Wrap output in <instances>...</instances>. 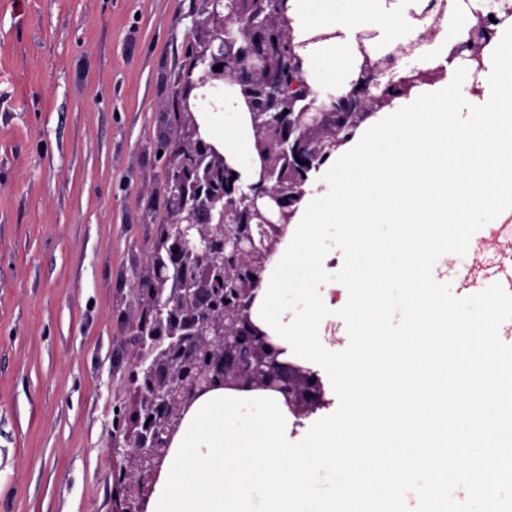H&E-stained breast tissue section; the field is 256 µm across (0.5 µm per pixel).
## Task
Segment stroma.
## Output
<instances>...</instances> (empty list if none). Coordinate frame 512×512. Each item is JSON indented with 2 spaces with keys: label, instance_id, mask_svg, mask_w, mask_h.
<instances>
[{
  "label": "stroma",
  "instance_id": "stroma-1",
  "mask_svg": "<svg viewBox=\"0 0 512 512\" xmlns=\"http://www.w3.org/2000/svg\"><path fill=\"white\" fill-rule=\"evenodd\" d=\"M202 0H0V512H114L134 282Z\"/></svg>",
  "mask_w": 512,
  "mask_h": 512
}]
</instances>
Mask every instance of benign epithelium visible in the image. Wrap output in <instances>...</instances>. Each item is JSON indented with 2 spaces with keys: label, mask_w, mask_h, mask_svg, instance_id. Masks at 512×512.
Returning a JSON list of instances; mask_svg holds the SVG:
<instances>
[{
  "label": "benign epithelium",
  "mask_w": 512,
  "mask_h": 512,
  "mask_svg": "<svg viewBox=\"0 0 512 512\" xmlns=\"http://www.w3.org/2000/svg\"><path fill=\"white\" fill-rule=\"evenodd\" d=\"M251 0H203L197 39L177 72L173 100L180 146L162 151L161 186L170 219L139 275L153 287L140 295L146 316L131 365L139 406L130 426L112 434L123 456L119 512H147L171 444L186 413L219 389L270 391L297 415L313 412L322 382L285 356L254 321L252 309L266 258L281 241L321 154L336 148V103L370 113L386 97L368 72L360 90L330 95L312 109L306 95L278 88L302 69L283 0L262 12ZM222 65L219 71L214 66ZM229 89L248 107L259 180H230L224 150L206 141L196 116V90ZM303 163H298V160Z\"/></svg>",
  "instance_id": "7a95c632"
}]
</instances>
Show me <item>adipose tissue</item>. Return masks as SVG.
Here are the masks:
<instances>
[{"instance_id":"obj_1","label":"adipose tissue","mask_w":512,"mask_h":512,"mask_svg":"<svg viewBox=\"0 0 512 512\" xmlns=\"http://www.w3.org/2000/svg\"><path fill=\"white\" fill-rule=\"evenodd\" d=\"M427 0H286L292 35L303 59V76L317 95L351 92L365 59L374 60L415 41L416 19ZM371 32L360 41L362 32ZM201 133L223 149L243 184L256 182L260 164L245 107L231 92L207 93L197 102Z\"/></svg>"}]
</instances>
